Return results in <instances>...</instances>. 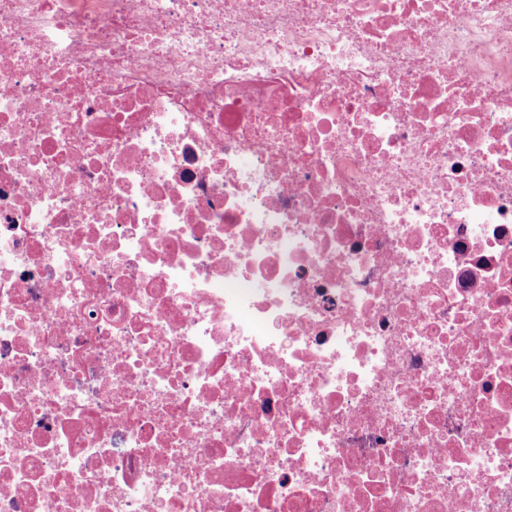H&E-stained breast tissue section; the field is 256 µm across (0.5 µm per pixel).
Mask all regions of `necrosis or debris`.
<instances>
[{
	"label": "necrosis or debris",
	"mask_w": 512,
	"mask_h": 512,
	"mask_svg": "<svg viewBox=\"0 0 512 512\" xmlns=\"http://www.w3.org/2000/svg\"><path fill=\"white\" fill-rule=\"evenodd\" d=\"M0 512H512V0H0Z\"/></svg>",
	"instance_id": "1"
}]
</instances>
